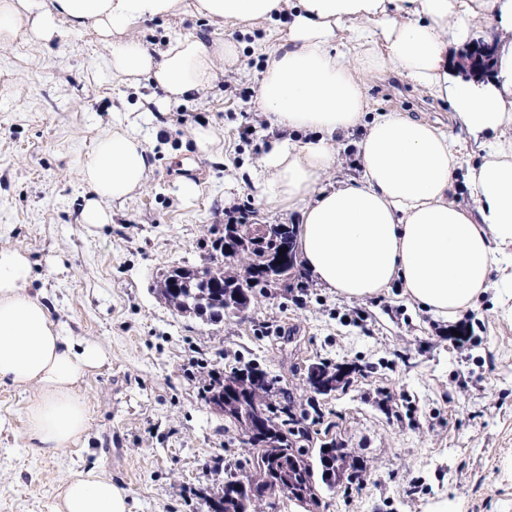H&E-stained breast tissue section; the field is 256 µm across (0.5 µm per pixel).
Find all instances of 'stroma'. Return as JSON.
I'll return each mask as SVG.
<instances>
[{
	"label": "stroma",
	"mask_w": 512,
	"mask_h": 512,
	"mask_svg": "<svg viewBox=\"0 0 512 512\" xmlns=\"http://www.w3.org/2000/svg\"><path fill=\"white\" fill-rule=\"evenodd\" d=\"M129 34L157 51L180 34L234 41L239 60L217 67L184 103L143 114L139 102L154 87L113 79L93 30L0 45V247L28 255L32 287L61 334L105 352L81 384L85 438L53 456L24 436L32 390L0 386V512H54L64 481L91 466L127 492L132 512H207L202 492L224 479L216 461L245 452L230 420L207 405L202 368L228 372L251 360L297 398L311 365L355 368L318 405L366 470L360 486L322 491L316 512H512V322L500 314V290L448 323L408 305L396 287L349 301L310 278L217 326L154 293L161 272L202 262L225 212L277 224L298 216L268 212L249 178L268 125L241 92L259 83L253 41L273 36L188 16ZM363 80L370 111L448 119L447 104L397 72ZM132 112L149 149L145 185L114 206L111 223H81L90 194L81 162ZM200 125L221 132V154L194 149ZM190 169L200 189L185 198L179 183Z\"/></svg>",
	"instance_id": "1"
}]
</instances>
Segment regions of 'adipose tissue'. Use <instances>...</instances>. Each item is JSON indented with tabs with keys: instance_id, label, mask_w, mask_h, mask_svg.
Returning <instances> with one entry per match:
<instances>
[{
	"instance_id": "obj_1",
	"label": "adipose tissue",
	"mask_w": 512,
	"mask_h": 512,
	"mask_svg": "<svg viewBox=\"0 0 512 512\" xmlns=\"http://www.w3.org/2000/svg\"><path fill=\"white\" fill-rule=\"evenodd\" d=\"M189 15L217 26L277 27L265 51L258 106L274 136L251 184L266 207L298 212V256L317 284L349 300L399 287L409 304L452 321L492 284L512 288V0H0V40L30 33L50 40L59 20L106 41L122 83L146 80L164 102L208 86L217 62L235 65L238 46L190 35L161 51L128 28ZM499 33L488 78L462 77L450 46L481 28ZM391 69L449 105L451 125L484 156L460 164L449 125L406 112L368 115L364 73ZM355 149L359 175L328 182L338 140ZM148 149L134 124L99 137L82 161L93 193L82 223L108 224L104 202L121 204L144 185ZM467 192L472 206L456 202ZM105 359L102 349L62 336L31 264L0 248V384L36 388L24 433L54 455L84 436L78 392ZM55 512H131L126 492L88 468L69 477Z\"/></svg>"
}]
</instances>
